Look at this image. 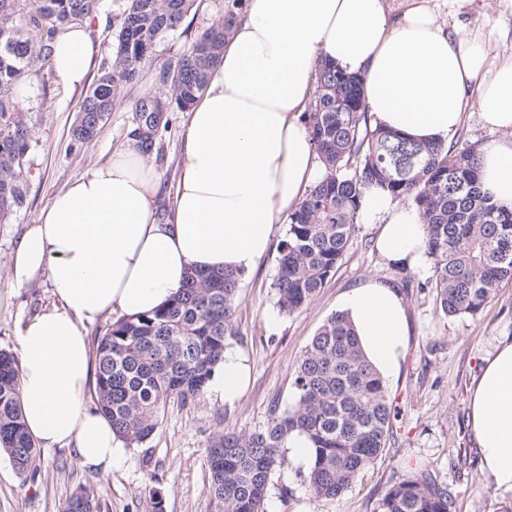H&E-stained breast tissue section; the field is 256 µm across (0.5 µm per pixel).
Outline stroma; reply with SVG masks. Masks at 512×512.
<instances>
[{
	"mask_svg": "<svg viewBox=\"0 0 512 512\" xmlns=\"http://www.w3.org/2000/svg\"><path fill=\"white\" fill-rule=\"evenodd\" d=\"M122 0H101L102 25L91 28L97 47L92 66L100 72L110 66L115 16ZM442 20L464 19L465 30L481 33L484 41L512 55V8L504 0H486L479 9L462 0H437ZM224 0H208L204 12L189 13L185 31L164 36L156 45L138 81L129 86L98 134L78 146L70 144V129L79 111L84 88L33 76V94L24 116L32 129L29 163L24 173L27 204L0 223V349L19 354L26 323L57 302L49 281L19 287L13 279L11 257L29 224L54 194L94 163L107 160L115 146L133 143L134 104L144 93L158 90V72L164 62L178 57L217 19ZM169 124L151 154L161 182L160 208H168L179 176L178 144L186 115L172 112ZM376 230L357 224L354 239L336 272L304 308L281 313L273 283L278 250L245 274L235 298L234 325L239 339L230 349L249 367V381L233 400L205 391L195 404L169 403L149 446L151 467L142 464L140 449L126 447L111 470L83 466L75 448L64 445L41 451L40 465L19 473L8 455L0 452V512H61L77 489H85L101 512H153L151 495L160 492L165 512H212L206 466L213 438L224 431L249 433L264 427L272 404L293 401L292 368L311 338L336 313L344 295L366 279L375 278L395 288L406 306L409 322L407 349L397 375L389 380L392 399L401 409L394 436L377 462L363 470L345 495L337 500L312 498L298 473L303 466L289 461L270 485L265 512H378V503L408 464L429 465L456 497V512H512V496L488 485L468 423V388L484 360L501 339L512 337V281L502 282L477 315L449 317L442 313L430 270L400 274L375 249Z\"/></svg>",
	"mask_w": 512,
	"mask_h": 512,
	"instance_id": "obj_1",
	"label": "stroma"
}]
</instances>
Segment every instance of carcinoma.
Here are the masks:
<instances>
[{"label":"carcinoma","mask_w":512,"mask_h":512,"mask_svg":"<svg viewBox=\"0 0 512 512\" xmlns=\"http://www.w3.org/2000/svg\"><path fill=\"white\" fill-rule=\"evenodd\" d=\"M246 0H224V12L187 51L159 71L169 91L140 97L133 137L145 154L156 149L169 112L188 111L207 88L224 41ZM196 0H124L112 63L86 90L71 128V145L93 138L126 88L152 60L157 42L180 28ZM100 0H0V222L27 200L22 174L31 129L16 89L49 65L56 36L94 19ZM361 78L320 60L306 124L323 174L288 215L273 288L280 311L306 306L336 271L352 243L365 190L376 185L408 202L426 225V247L440 307L447 316L477 314L512 279V210L479 186L480 149L418 142L373 123L361 97ZM244 273L191 271L162 307L120 317L96 339L97 407L119 437L144 450L170 401L194 403L224 354L238 339L234 301ZM18 366L0 349V444L20 473L37 468L40 450L22 417ZM294 402L270 409L251 433L226 432L207 455L214 512H264L269 484L286 464L292 433L310 441L308 466L298 472L316 499L337 500L357 475L387 450L400 410L386 381L361 351L352 325L336 313L313 336L293 370ZM454 496L426 466L416 465L380 500L379 512H453ZM63 512H100L85 491Z\"/></svg>","instance_id":"obj_1"}]
</instances>
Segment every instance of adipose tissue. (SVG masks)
<instances>
[{
    "label": "adipose tissue",
    "mask_w": 512,
    "mask_h": 512,
    "mask_svg": "<svg viewBox=\"0 0 512 512\" xmlns=\"http://www.w3.org/2000/svg\"><path fill=\"white\" fill-rule=\"evenodd\" d=\"M88 24L60 33L50 67L81 84L94 49ZM326 59L362 74L379 123L418 139L447 141L477 94L484 123L500 132L481 150L480 183L512 209V56L489 52L461 24L446 27L434 0H247L221 62L180 130V175L159 215L156 169L130 145L58 192L27 229L13 259L18 286L48 278L60 299L25 326L19 375L24 421L44 447L73 445L83 465L110 468L123 441L86 404L93 365L86 328L110 313L160 308L191 270L253 271L289 212L316 180L318 156L302 123ZM377 250L414 270L430 265L417 211L380 187L360 208ZM340 310L383 378L401 365L409 325L395 289L376 279ZM469 425L484 475L512 494V339L475 378Z\"/></svg>",
    "instance_id": "ef3b65f1"
}]
</instances>
